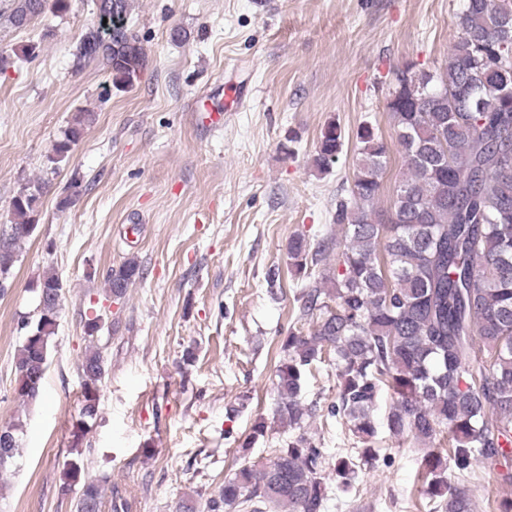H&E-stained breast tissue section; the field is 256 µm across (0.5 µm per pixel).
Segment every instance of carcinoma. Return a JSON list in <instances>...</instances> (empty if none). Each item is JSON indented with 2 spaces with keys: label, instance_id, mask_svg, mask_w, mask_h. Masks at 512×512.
I'll return each instance as SVG.
<instances>
[{
  "label": "carcinoma",
  "instance_id": "1",
  "mask_svg": "<svg viewBox=\"0 0 512 512\" xmlns=\"http://www.w3.org/2000/svg\"><path fill=\"white\" fill-rule=\"evenodd\" d=\"M68 0H12L11 27L21 29L47 9L63 12ZM131 0H96L98 23L77 43L76 65L100 60L117 87L143 74L146 55L128 25ZM108 24H103V19ZM459 35L443 68L395 73L386 99L404 171L390 207L380 209L390 144L370 122L356 133L357 164L349 196L336 202L341 238L336 246H311L302 235L288 240L289 265L307 278L312 265L336 250V273L294 296L296 322L279 339L273 424L260 417L241 447V462L218 494L198 510L190 495L179 512H325L326 449L303 433L308 419L334 418L357 445L336 454L334 471L348 487L360 466L379 457L380 434L430 447L422 457L425 494L434 512H474L468 490L455 483L481 465L501 487L512 486V0H466ZM95 120L78 112L53 145L52 163L69 157ZM341 127L327 123L313 159L320 171L339 160ZM44 182H28L14 197L15 220L0 234V276L12 270L30 227L38 223ZM143 277L132 256L105 277L108 297L122 298ZM45 305L21 321L26 331L16 370L26 367L38 383L17 378L16 393L33 402L48 366V344L57 313L51 294L62 290L53 271L38 279ZM332 365L336 399L320 414L303 402L308 374ZM84 383L79 428L98 415V385L106 361L88 350L79 365ZM393 392L384 422L374 417L382 388ZM293 432L267 461L250 458L251 444L274 426ZM21 424L0 470L20 453ZM448 456L431 449L441 435ZM104 488L86 480L74 512H102Z\"/></svg>",
  "mask_w": 512,
  "mask_h": 512
}]
</instances>
